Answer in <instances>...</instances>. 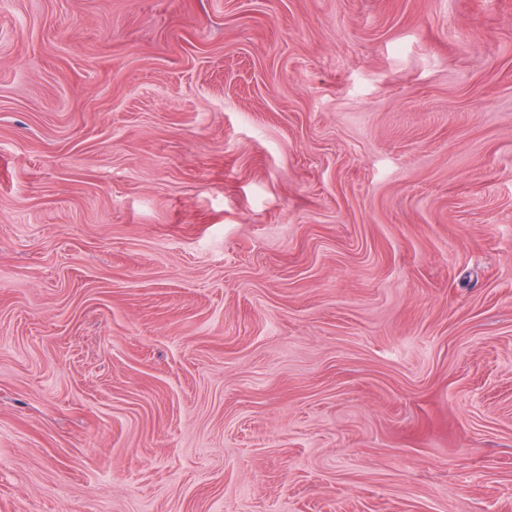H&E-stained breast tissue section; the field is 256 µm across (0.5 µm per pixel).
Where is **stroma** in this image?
Returning <instances> with one entry per match:
<instances>
[{
  "label": "stroma",
  "instance_id": "1",
  "mask_svg": "<svg viewBox=\"0 0 512 512\" xmlns=\"http://www.w3.org/2000/svg\"><path fill=\"white\" fill-rule=\"evenodd\" d=\"M0 512H512V0H0Z\"/></svg>",
  "mask_w": 512,
  "mask_h": 512
}]
</instances>
